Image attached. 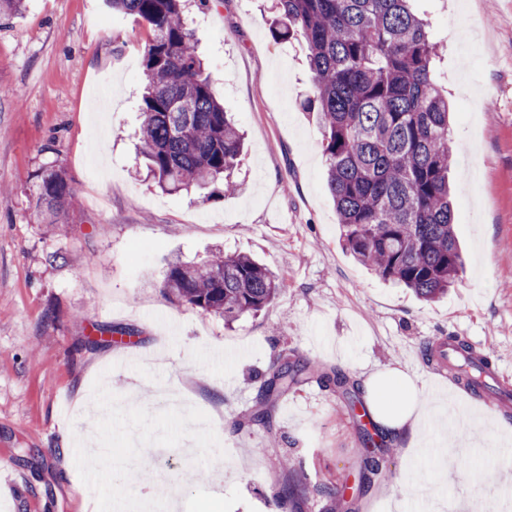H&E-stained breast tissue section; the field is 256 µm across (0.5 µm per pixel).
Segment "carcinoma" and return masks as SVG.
Here are the masks:
<instances>
[{"mask_svg":"<svg viewBox=\"0 0 512 512\" xmlns=\"http://www.w3.org/2000/svg\"><path fill=\"white\" fill-rule=\"evenodd\" d=\"M412 0H273L267 21L277 43L306 46L310 87L300 101L322 126L326 183L346 249L383 279L425 301L448 293L463 273L448 183V96L427 20ZM148 27L138 104L140 152L169 194L238 187L244 136L224 112L197 49L184 0H107ZM37 212L57 223L74 206L67 175L49 165L36 175ZM164 288L176 299L234 322L270 305L273 271L253 258L216 252L200 263L174 262ZM489 368L462 358L453 374L476 385ZM310 370L284 362L250 417H269L271 397Z\"/></svg>","mask_w":512,"mask_h":512,"instance_id":"cac0c4a2","label":"carcinoma"}]
</instances>
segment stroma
Listing matches in <instances>:
<instances>
[{
  "instance_id": "1",
  "label": "stroma",
  "mask_w": 512,
  "mask_h": 512,
  "mask_svg": "<svg viewBox=\"0 0 512 512\" xmlns=\"http://www.w3.org/2000/svg\"><path fill=\"white\" fill-rule=\"evenodd\" d=\"M266 0L191 8L218 98L247 134L238 193L167 194L136 170L142 54L148 29L105 0H26L0 19V469L26 478L0 512H113L151 499L170 512H463L512 501V402L482 414L480 444L445 484L437 458L368 436L358 412L365 374L398 368L433 386L428 349L446 336L483 344L512 377V0H417L444 44L454 148L455 233L466 257L456 286L426 303L356 262L327 191L322 128L302 111L306 49L271 40ZM62 167L77 197L42 221L33 185ZM217 248L279 274L274 302L232 325L173 300L172 262ZM113 329L110 337L102 329ZM287 360L343 373L346 387L301 379L252 423ZM113 455L125 428L177 449L153 461L168 491L119 486L88 467L86 416ZM380 470L363 481L365 454ZM305 492L284 502V484ZM323 485L335 496L319 494Z\"/></svg>"
}]
</instances>
